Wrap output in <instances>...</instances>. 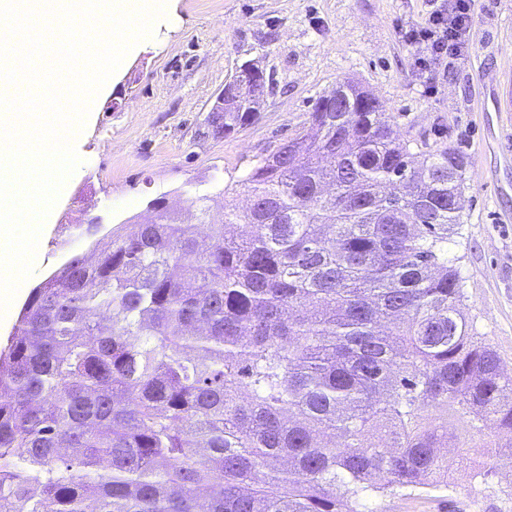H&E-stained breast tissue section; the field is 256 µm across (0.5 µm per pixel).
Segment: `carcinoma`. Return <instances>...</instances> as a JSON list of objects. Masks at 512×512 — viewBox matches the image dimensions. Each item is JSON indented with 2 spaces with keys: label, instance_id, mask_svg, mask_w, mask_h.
Here are the masks:
<instances>
[{
  "label": "carcinoma",
  "instance_id": "cac0c4a2",
  "mask_svg": "<svg viewBox=\"0 0 512 512\" xmlns=\"http://www.w3.org/2000/svg\"><path fill=\"white\" fill-rule=\"evenodd\" d=\"M340 87L353 108L317 99L222 190L250 207L157 204L32 288L0 347V512H361L448 486L444 443L473 481L512 449V377L448 266L467 157ZM239 89L213 137L258 117Z\"/></svg>",
  "mask_w": 512,
  "mask_h": 512
}]
</instances>
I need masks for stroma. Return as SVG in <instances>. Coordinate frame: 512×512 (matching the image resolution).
Wrapping results in <instances>:
<instances>
[{
    "label": "stroma",
    "instance_id": "obj_1",
    "mask_svg": "<svg viewBox=\"0 0 512 512\" xmlns=\"http://www.w3.org/2000/svg\"><path fill=\"white\" fill-rule=\"evenodd\" d=\"M435 8L434 0H173L80 132L81 163L40 233L32 273L0 316V344L63 248L90 253L89 238L73 239L74 225L130 229L153 199L183 209L194 188L234 187L348 79L383 103L401 138L467 156L462 233L448 241V263L462 279L464 314L512 377V0H478L468 55L423 69L403 34ZM250 60L274 86L254 121L214 138L211 107ZM460 455L448 445L447 488L370 499L367 512H512V467L495 459L474 483Z\"/></svg>",
    "mask_w": 512,
    "mask_h": 512
}]
</instances>
